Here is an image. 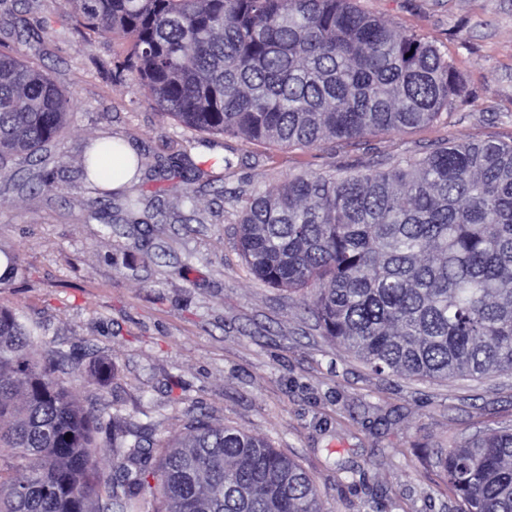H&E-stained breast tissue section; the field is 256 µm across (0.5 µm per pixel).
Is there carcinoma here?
<instances>
[{
	"label": "carcinoma",
	"instance_id": "obj_1",
	"mask_svg": "<svg viewBox=\"0 0 512 512\" xmlns=\"http://www.w3.org/2000/svg\"><path fill=\"white\" fill-rule=\"evenodd\" d=\"M66 3L123 41L150 105L202 133L307 149L428 124L460 91L435 45L355 0ZM73 110L43 70L0 50V167L58 140ZM123 151L109 136L88 144L83 175L104 184L102 157ZM142 205L125 193L119 209L143 224ZM238 245L257 280L311 291L325 335L377 372L512 375V144L446 143L385 170L255 188ZM40 336L0 307V512H145L150 477L155 512H322L300 464L233 427L195 419L154 465V423L81 407L56 376L66 352H38ZM439 464L463 512H512V431Z\"/></svg>",
	"mask_w": 512,
	"mask_h": 512
}]
</instances>
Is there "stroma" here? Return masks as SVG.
Here are the masks:
<instances>
[{
  "label": "stroma",
  "mask_w": 512,
  "mask_h": 512,
  "mask_svg": "<svg viewBox=\"0 0 512 512\" xmlns=\"http://www.w3.org/2000/svg\"><path fill=\"white\" fill-rule=\"evenodd\" d=\"M358 2L437 45L461 91L429 125L300 150L187 130L148 104L111 34L89 32L63 0H0V41L75 104L40 163L0 169V252L25 268L0 288V305L64 348L61 376L85 405L150 416L154 443L202 418L264 438L299 463L323 512H461L435 452L511 429L512 378L377 373L323 336L309 294L257 281L236 245L255 187L303 170L383 169L453 141L512 143V0ZM103 136L139 155L129 187L165 211L166 223L145 230L88 219L95 186L80 157ZM173 159L180 175H158ZM40 174L60 192H33ZM184 191L195 205L178 202Z\"/></svg>",
  "instance_id": "stroma-1"
}]
</instances>
